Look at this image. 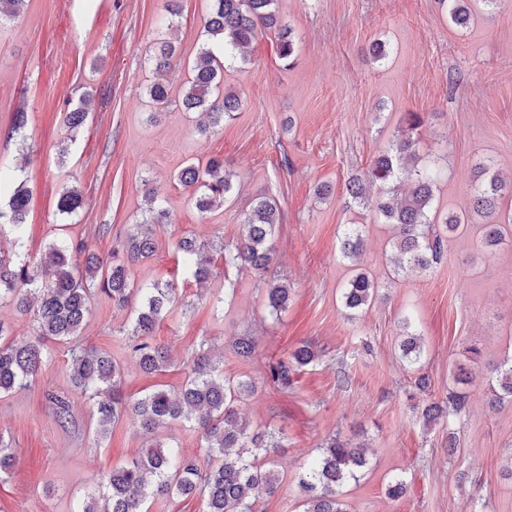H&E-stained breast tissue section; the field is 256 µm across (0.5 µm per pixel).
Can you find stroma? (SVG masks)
I'll list each match as a JSON object with an SVG mask.
<instances>
[{"label":"stroma","mask_w":512,"mask_h":512,"mask_svg":"<svg viewBox=\"0 0 512 512\" xmlns=\"http://www.w3.org/2000/svg\"><path fill=\"white\" fill-rule=\"evenodd\" d=\"M24 0L20 14L0 22V170L31 195L22 251L39 257L54 240L83 239L107 254L141 223L144 195L154 192L170 221L153 227L154 255L135 266L134 282H169L176 302L153 340L169 349L165 372L144 374L125 342L131 314L98 295L83 328L85 347L106 351L123 367V391L136 401L176 390L183 363L199 346L222 362L225 376L252 380L241 404L251 426L280 433L275 461L282 483L260 512H298V476L330 437L369 448L358 481L346 484L349 512H512V404L492 408L488 385L512 352V243L496 255L480 247V226L451 236L444 259L423 276L391 278L385 253L392 235L373 211L346 192L384 151L406 113L423 118L416 164L436 171L439 214L469 206L479 166L512 175V0L477 4L467 28L448 20L439 0H277L296 35L290 63L260 39L252 61L224 72L242 101L235 117L210 135L195 129L199 114L173 105L154 111L146 95L163 78L180 96L205 46L211 0ZM178 56L157 75L151 56L159 39ZM376 42L387 56L368 55ZM90 98L78 130L67 110ZM27 115L15 129L16 113ZM224 159L234 192L224 206L200 212L191 189L177 181L190 163ZM329 185V195L316 193ZM84 196L77 214H59L63 190ZM275 200L283 222L275 233L273 273L287 282L286 311L271 315L263 280L216 259L215 279L196 284L174 248L177 238L234 245L251 202ZM362 225L363 267L380 286L372 305L349 317L342 291L353 274L341 239ZM233 294L219 298L225 282ZM410 319L421 336L419 368L398 349L399 326ZM257 340L253 359L232 350L235 337ZM320 351L288 391L274 388L269 366L301 342ZM477 348L469 363L468 348ZM31 388L0 398V436L14 453L0 477V512H71L74 502L102 491L101 477L145 446L132 419L97 439L89 406L73 387L67 345L52 342ZM470 366L468 383L454 379ZM431 386L419 391L418 374ZM465 393L455 456L442 424L421 410ZM69 397L73 420L59 425L47 394ZM395 477L407 483L387 496Z\"/></svg>","instance_id":"1"}]
</instances>
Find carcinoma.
I'll return each mask as SVG.
<instances>
[{"label":"carcinoma","instance_id":"cac0c4a2","mask_svg":"<svg viewBox=\"0 0 512 512\" xmlns=\"http://www.w3.org/2000/svg\"><path fill=\"white\" fill-rule=\"evenodd\" d=\"M204 30L206 46L198 53L187 80L179 106L187 112H203L206 130L224 123L241 106L238 95L224 87V68L251 61L253 46L261 38L273 39L278 58L290 60L295 52L291 27L282 23L276 0H212ZM472 0H448V17L457 27L468 26ZM176 47L171 41L158 46L154 61L156 71L167 70L175 60ZM148 97L156 110L173 103L168 87L155 82ZM423 120L416 112L408 113L404 124L393 133L388 148L377 156L367 172L351 178L347 193L374 211L384 224H392L396 236L386 256L393 277L411 272L424 274L443 258L448 236L462 233L470 224L482 225V244L486 249L502 245L512 237V209L501 207L504 193L512 194V177L504 181L485 166L472 188L470 207L459 214L445 216L441 229L432 217L435 182L429 172L406 169L403 160L417 156L419 128ZM178 181L191 188L195 206L201 212L224 206L233 191L232 174L224 161L209 158L205 164H189L178 175ZM83 195L76 189L64 191L58 211L70 216L83 207ZM29 195L23 186L10 193L7 210H0V221L10 226L15 241L23 238ZM283 215L275 200L256 201L245 216V234L230 249L199 242L191 237L176 241L177 251L193 268L199 283L212 275L213 252L224 253V266L251 270L267 278V308L278 315L288 306V285L276 277H268L274 261V234ZM167 223V213L148 198L143 214V229L129 235L122 244V259H104L91 251L85 240L52 241L37 261L45 274L38 282L30 274L31 260L17 252L0 247V303L13 302L20 312L33 316L35 337L25 343L8 340L10 327L0 321V397L30 387L46 358V343L72 345L68 372L96 419V434L104 439L112 427L129 414L143 433L149 436V447L130 461L103 475L105 491L77 503L73 512H147L146 501L158 496L203 497L204 512H258L257 504L274 495L279 477L274 469L275 449L281 442L267 431H250L239 420L238 406L251 397L255 386L249 380L227 378L224 370L212 362L208 354L194 356L186 380L176 392L157 389L145 397L127 402L122 395L123 372L102 351L74 345L91 312L93 300L102 293L119 306L132 303L135 292L142 299L132 309L129 348L139 368L146 373L166 370L170 365L168 351L151 341L156 325L170 311L174 302L171 283H153L148 288H134L133 266L154 252L152 225ZM362 228L351 224L341 242L344 257L356 261L362 251ZM379 284L366 273L356 272L343 293L344 308L355 316L368 308L376 298ZM234 352L244 360L253 358L256 341L251 336L235 339ZM401 358L410 366L420 362L422 338L402 328L399 340ZM321 355L310 344L303 343L289 357L269 365L270 378L278 388L292 386L299 368L320 361ZM510 366L498 372L492 388L491 406L512 403V359ZM56 421L62 425L72 418L68 398L47 394ZM466 395L448 394L443 403L424 406L422 416L428 423L459 419L465 411ZM190 424L198 429L205 443L207 465L201 467L195 457L180 455L172 446L157 440L158 431L171 424ZM257 451L262 463L248 459ZM367 450L336 437L328 439L322 451L305 467L298 484L302 490L301 512H347L340 488L360 477L368 464Z\"/></svg>","mask_w":512,"mask_h":512}]
</instances>
